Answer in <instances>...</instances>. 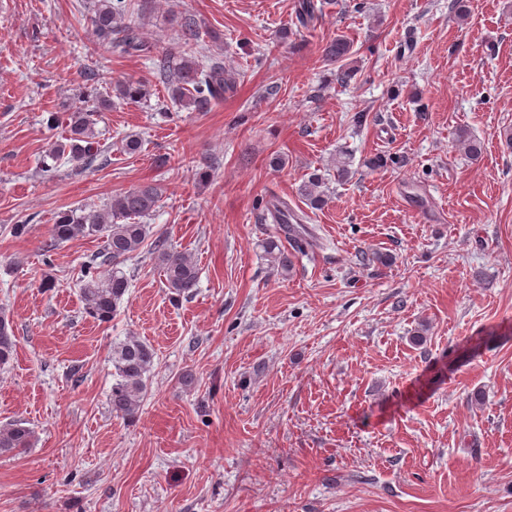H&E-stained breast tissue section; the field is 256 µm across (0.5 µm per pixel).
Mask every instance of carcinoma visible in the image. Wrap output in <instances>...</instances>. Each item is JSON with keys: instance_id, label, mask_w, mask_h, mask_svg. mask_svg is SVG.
Instances as JSON below:
<instances>
[{"instance_id": "carcinoma-1", "label": "carcinoma", "mask_w": 512, "mask_h": 512, "mask_svg": "<svg viewBox=\"0 0 512 512\" xmlns=\"http://www.w3.org/2000/svg\"><path fill=\"white\" fill-rule=\"evenodd\" d=\"M316 5L312 0L299 5L296 22L306 28L316 17ZM94 35L107 42H116L117 48L126 54L150 51L148 37L141 24L133 19L127 0H98L89 18ZM117 38H112V34ZM179 41L182 48L176 57L167 55L157 58V70L171 78L172 99L195 112H208L224 100V93L231 89L229 78L224 76V66L214 61L200 44L198 26L189 18L180 24ZM352 43L339 35L323 49L324 60L338 66L336 81L343 83L353 70L345 61L352 55ZM117 94L126 99H139L146 95L145 85L139 81H125L116 85ZM69 136L57 141L48 149L49 161L68 157L85 167L92 165L101 155L96 145L92 113L79 107L68 113ZM321 177L312 173L301 185L300 194L312 209L327 204L320 190ZM162 196L155 184H143L116 196L106 205L89 212L66 210L58 214L50 229L53 248L77 236L96 237L102 240L100 251L85 262L84 284L81 295L84 314L98 322H108L117 305L130 286V278L120 265L144 245L149 225L138 219L155 211ZM154 250L162 267L166 288L172 298L188 297L197 288L199 270L188 255L173 251L166 241H154ZM264 251L272 266L283 276L290 273V253L275 240L264 243ZM16 349V339L8 314L0 312V367L8 365ZM152 346L136 336L112 346V364L115 382L110 391L112 413L126 420L134 419L149 391V377L154 365ZM34 431L26 423L16 420L0 426V454L19 452L34 444Z\"/></svg>"}]
</instances>
